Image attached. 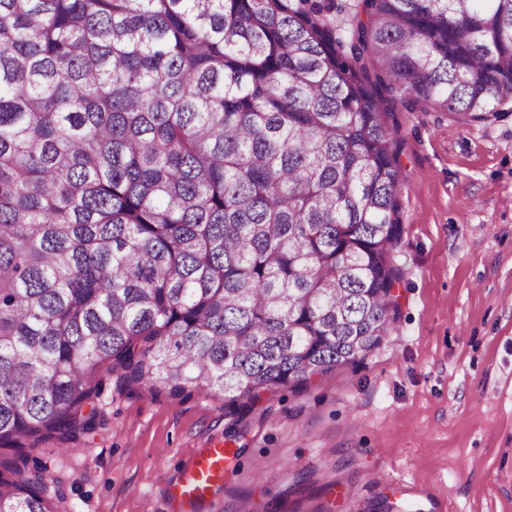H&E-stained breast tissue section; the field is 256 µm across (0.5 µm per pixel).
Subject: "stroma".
Here are the masks:
<instances>
[{
    "mask_svg": "<svg viewBox=\"0 0 512 512\" xmlns=\"http://www.w3.org/2000/svg\"><path fill=\"white\" fill-rule=\"evenodd\" d=\"M395 121L403 231L382 346L231 408L100 371L78 451L29 452L51 512H359L379 498L397 512H512V114L458 125L420 107ZM214 441L229 472L183 510L169 490Z\"/></svg>",
    "mask_w": 512,
    "mask_h": 512,
    "instance_id": "stroma-1",
    "label": "stroma"
}]
</instances>
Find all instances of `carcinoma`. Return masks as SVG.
Instances as JSON below:
<instances>
[{
    "label": "carcinoma",
    "instance_id": "cac0c4a2",
    "mask_svg": "<svg viewBox=\"0 0 512 512\" xmlns=\"http://www.w3.org/2000/svg\"><path fill=\"white\" fill-rule=\"evenodd\" d=\"M0 0V512L107 368L231 402L396 323L389 119L512 112V0Z\"/></svg>",
    "mask_w": 512,
    "mask_h": 512
}]
</instances>
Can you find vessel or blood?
<instances>
[{
  "label": "vessel or blood",
  "instance_id": "vessel-or-blood-1",
  "mask_svg": "<svg viewBox=\"0 0 512 512\" xmlns=\"http://www.w3.org/2000/svg\"><path fill=\"white\" fill-rule=\"evenodd\" d=\"M224 478V450L220 443L201 449L183 471L180 482L171 488L172 498L187 505L206 499Z\"/></svg>",
  "mask_w": 512,
  "mask_h": 512
}]
</instances>
